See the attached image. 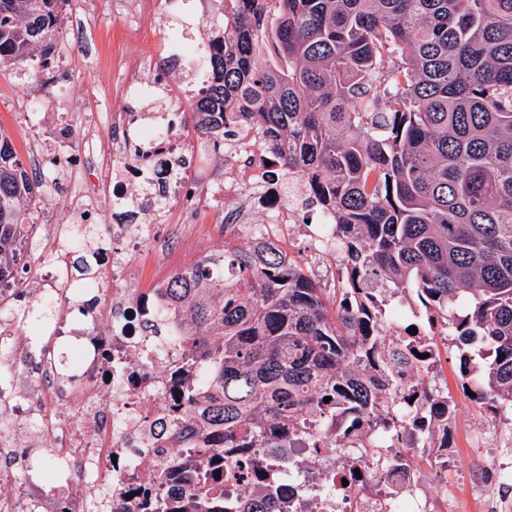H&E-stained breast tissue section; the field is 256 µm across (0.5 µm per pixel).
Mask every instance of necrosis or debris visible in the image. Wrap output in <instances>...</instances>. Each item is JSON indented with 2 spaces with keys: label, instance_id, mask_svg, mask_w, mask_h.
<instances>
[{
  "label": "necrosis or debris",
  "instance_id": "4bbe7bcc",
  "mask_svg": "<svg viewBox=\"0 0 512 512\" xmlns=\"http://www.w3.org/2000/svg\"><path fill=\"white\" fill-rule=\"evenodd\" d=\"M155 52L178 57L197 81L206 79L204 41L168 31ZM190 109L189 100L173 89L155 112L112 114L99 103L85 109L86 124L103 127L107 135L94 143L96 183L75 180L69 202L76 217L103 227L97 265L104 274L86 288L106 293L105 303L82 311L74 305L79 286L70 262L73 225L47 224L42 233L24 238L43 256L42 266L24 284L26 296L56 310L54 321L42 325L38 335L48 344L68 340L75 377L69 386L59 384L54 355L30 363L29 333L13 318L15 298L0 293V345L7 347L18 373L12 384L0 387V408L18 423L14 435L0 440V512H55L59 502L67 512H90L91 499L107 479L115 512H179L183 503L177 480L164 482L160 475L194 466L197 457L188 447L196 443L198 430L176 407L173 353L162 351L146 327L147 319L159 314L182 324V310L168 299L162 281L146 291L107 287L106 275H131L129 258L144 246L148 231L132 214L112 212L114 202L134 204L141 191L153 188L163 221L172 222L189 199L204 201L220 192L237 208L235 223L248 224L255 213L264 214L266 237L273 241L294 229L322 245L335 229L327 212L318 215L316 226L296 224L295 201L271 171L253 128H240L225 140L223 165L198 171L197 144L183 124ZM326 438L328 447L301 449L302 463L295 467L272 448L229 453L225 507L266 484L289 498L292 512H426L408 474L390 469L385 458L364 457L350 448L346 454L359 458L362 477L386 474L379 503L357 505L353 487L335 475L337 434L328 432ZM495 442L498 451L489 461L503 489L490 500L494 512H512V434L497 432ZM47 455L59 473L49 495L42 485Z\"/></svg>",
  "mask_w": 512,
  "mask_h": 512
}]
</instances>
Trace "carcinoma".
Returning a JSON list of instances; mask_svg holds the SVG:
<instances>
[{"instance_id": "1", "label": "carcinoma", "mask_w": 512, "mask_h": 512, "mask_svg": "<svg viewBox=\"0 0 512 512\" xmlns=\"http://www.w3.org/2000/svg\"><path fill=\"white\" fill-rule=\"evenodd\" d=\"M65 0H0V65L34 47L51 68ZM211 81L192 106L205 134L255 128L261 147L334 217L344 272L323 288L261 237L167 281L183 360L207 374L184 413L224 448L331 444L303 415L356 414L365 439L386 419L424 432L454 406L435 361L386 334L388 297L416 294L456 337L462 387L497 421L512 414V0H236L214 38ZM35 183L0 132V289L26 273L23 202ZM45 324L47 304H20ZM480 347L483 364L471 349ZM331 400L324 402V397ZM181 512H226L205 472L185 470ZM236 512H286L264 487Z\"/></svg>"}]
</instances>
